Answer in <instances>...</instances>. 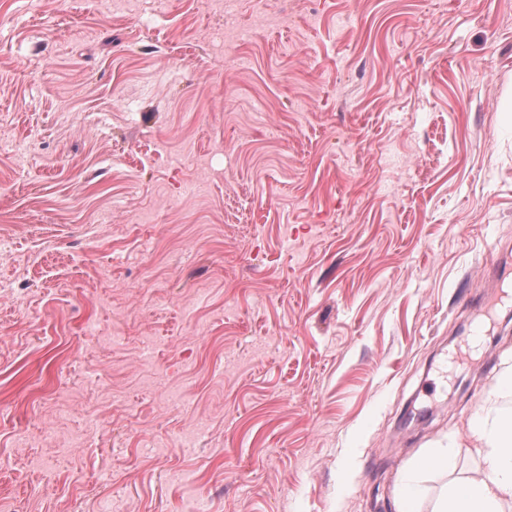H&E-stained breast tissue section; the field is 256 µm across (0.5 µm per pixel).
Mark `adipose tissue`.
<instances>
[{
	"instance_id": "obj_1",
	"label": "adipose tissue",
	"mask_w": 512,
	"mask_h": 512,
	"mask_svg": "<svg viewBox=\"0 0 512 512\" xmlns=\"http://www.w3.org/2000/svg\"><path fill=\"white\" fill-rule=\"evenodd\" d=\"M476 437L478 472L451 485L434 512H512V410L490 399Z\"/></svg>"
}]
</instances>
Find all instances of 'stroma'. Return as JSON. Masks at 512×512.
<instances>
[{
    "mask_svg": "<svg viewBox=\"0 0 512 512\" xmlns=\"http://www.w3.org/2000/svg\"><path fill=\"white\" fill-rule=\"evenodd\" d=\"M238 9L217 53L224 0H0L6 512H397L454 440L432 512L479 469L512 0Z\"/></svg>",
    "mask_w": 512,
    "mask_h": 512,
    "instance_id": "obj_1",
    "label": "stroma"
}]
</instances>
